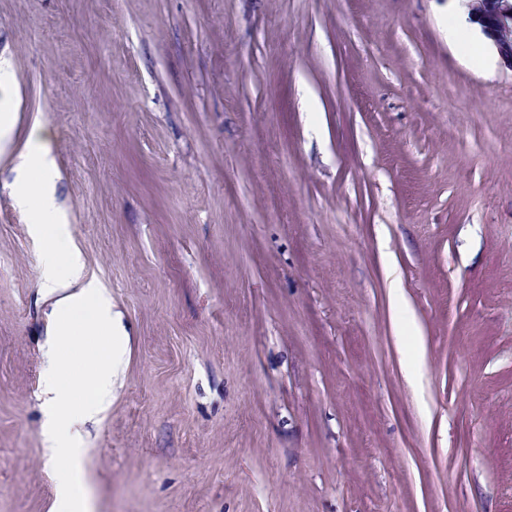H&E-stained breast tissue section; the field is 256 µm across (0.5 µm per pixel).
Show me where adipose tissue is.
Masks as SVG:
<instances>
[{"label": "adipose tissue", "mask_w": 512, "mask_h": 512, "mask_svg": "<svg viewBox=\"0 0 512 512\" xmlns=\"http://www.w3.org/2000/svg\"><path fill=\"white\" fill-rule=\"evenodd\" d=\"M55 177L43 134L33 130L14 198L20 209L30 213L34 229L46 243L40 289L54 300L46 349L49 367L42 389L51 442L47 454L57 477L52 512H89L85 476L78 466L82 450L72 427L109 408L126 338L107 293L88 278L68 244L67 226L54 194Z\"/></svg>", "instance_id": "1"}]
</instances>
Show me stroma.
Masks as SVG:
<instances>
[{"mask_svg":"<svg viewBox=\"0 0 512 512\" xmlns=\"http://www.w3.org/2000/svg\"><path fill=\"white\" fill-rule=\"evenodd\" d=\"M457 0H0V512H50L33 127L129 336L91 512H512V70Z\"/></svg>","mask_w":512,"mask_h":512,"instance_id":"stroma-1","label":"stroma"}]
</instances>
